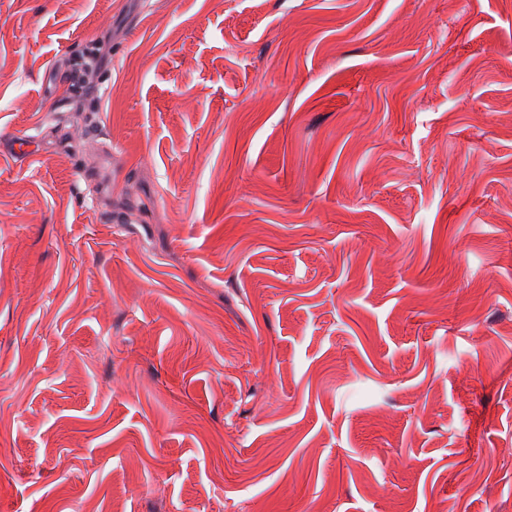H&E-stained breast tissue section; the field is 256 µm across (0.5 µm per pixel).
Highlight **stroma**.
I'll use <instances>...</instances> for the list:
<instances>
[{
	"instance_id": "stroma-1",
	"label": "stroma",
	"mask_w": 512,
	"mask_h": 512,
	"mask_svg": "<svg viewBox=\"0 0 512 512\" xmlns=\"http://www.w3.org/2000/svg\"><path fill=\"white\" fill-rule=\"evenodd\" d=\"M0 136V512H512V0H0Z\"/></svg>"
}]
</instances>
